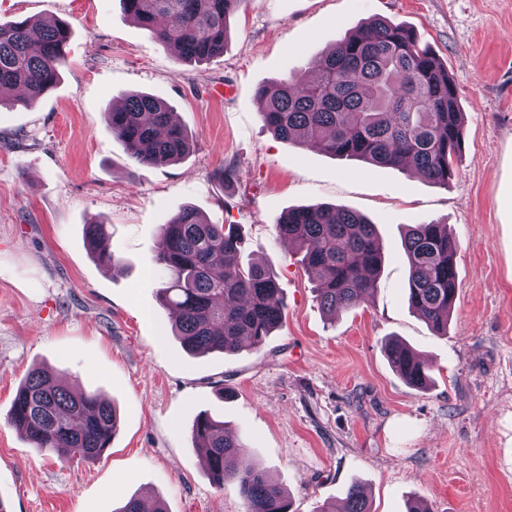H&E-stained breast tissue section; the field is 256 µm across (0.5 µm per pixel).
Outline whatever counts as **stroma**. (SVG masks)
Returning <instances> with one entry per match:
<instances>
[{
  "label": "stroma",
  "instance_id": "1",
  "mask_svg": "<svg viewBox=\"0 0 512 512\" xmlns=\"http://www.w3.org/2000/svg\"><path fill=\"white\" fill-rule=\"evenodd\" d=\"M410 26L454 78L464 115L455 174L340 159L276 138L258 87L307 72L357 26ZM71 28L57 86L33 107L0 99V499L9 512H117L130 497L167 512H243L217 489L190 436L223 420L279 482L291 512H319L362 486L372 512H512V0H244L224 52L181 61L122 0H0V22ZM164 100L193 147L135 164L105 114L125 94ZM233 168L222 185L217 174ZM334 204L376 226L384 265L357 307L327 314L317 282L275 224L288 209ZM237 224L243 259L268 262L286 304L261 348L189 356L152 261L160 227L184 206ZM112 226L121 262L96 260L85 226ZM447 225L457 294L447 335L410 309L404 234ZM397 337L430 367L408 385L382 345ZM115 406L119 426L93 463L32 448L6 422L28 372ZM225 396H218V389Z\"/></svg>",
  "mask_w": 512,
  "mask_h": 512
}]
</instances>
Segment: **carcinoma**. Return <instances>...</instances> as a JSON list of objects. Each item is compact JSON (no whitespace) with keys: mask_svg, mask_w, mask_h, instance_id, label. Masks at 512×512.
<instances>
[{"mask_svg":"<svg viewBox=\"0 0 512 512\" xmlns=\"http://www.w3.org/2000/svg\"><path fill=\"white\" fill-rule=\"evenodd\" d=\"M124 9L185 62L224 52L227 19L243 0H122ZM70 36L66 23H0V89L22 87L34 105L59 81ZM314 78L289 79L257 90L265 125L278 138L347 160L422 172L446 184L462 146V112L447 68L402 23L376 19L339 40L312 63ZM115 136L140 165L181 160L191 143L162 100L130 93L106 113ZM277 235L296 243L302 262L320 280V306L334 312L356 307L377 286L383 251L375 225L342 206L290 209L275 224ZM93 254L118 264L109 252L108 225H86ZM409 267L408 302L441 336L457 292L456 244L448 225L413 224L404 236ZM244 238L236 224H212L184 208L161 225L153 262L164 273L162 305L177 310L171 325L192 354H231L260 347L283 323L285 302L269 263H243ZM385 355L411 386L430 380L423 358L398 339ZM32 447L63 460L93 462L110 448L116 410L106 399L76 392L40 367L20 385L6 417ZM205 450V468L219 489H239L244 512H290L285 491L252 464L247 445L224 422L198 415L191 428ZM343 512H372L360 486L349 488Z\"/></svg>","mask_w":512,"mask_h":512,"instance_id":"obj_1","label":"carcinoma"}]
</instances>
